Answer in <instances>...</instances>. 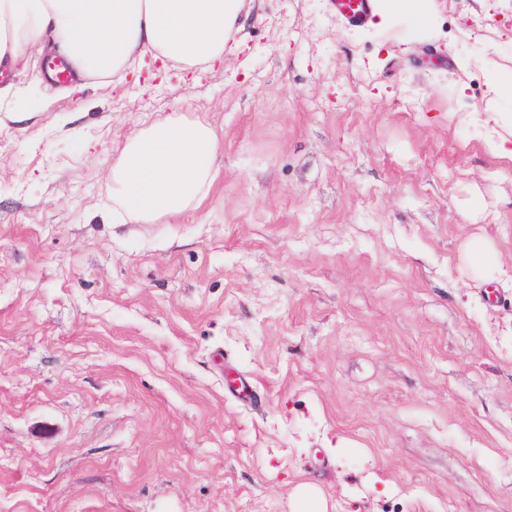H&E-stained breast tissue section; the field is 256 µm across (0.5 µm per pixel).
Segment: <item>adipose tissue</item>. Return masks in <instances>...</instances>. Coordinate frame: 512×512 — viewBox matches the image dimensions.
<instances>
[{"mask_svg":"<svg viewBox=\"0 0 512 512\" xmlns=\"http://www.w3.org/2000/svg\"><path fill=\"white\" fill-rule=\"evenodd\" d=\"M242 0H0V62L58 49L81 77L117 79L145 50L188 68L224 58ZM220 136L172 114L129 136L107 189L116 224H157L197 211L220 170Z\"/></svg>","mask_w":512,"mask_h":512,"instance_id":"adipose-tissue-1","label":"adipose tissue"}]
</instances>
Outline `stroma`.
<instances>
[{
	"mask_svg": "<svg viewBox=\"0 0 512 512\" xmlns=\"http://www.w3.org/2000/svg\"><path fill=\"white\" fill-rule=\"evenodd\" d=\"M241 17L206 70L148 52L68 97L41 54L11 71L0 512H293L303 486L326 512H512V158L485 137L512 0ZM175 112L223 138L209 198L113 223V160ZM374 0H329L330 8L349 26H362L372 16Z\"/></svg>",
	"mask_w": 512,
	"mask_h": 512,
	"instance_id": "1",
	"label": "stroma"
}]
</instances>
